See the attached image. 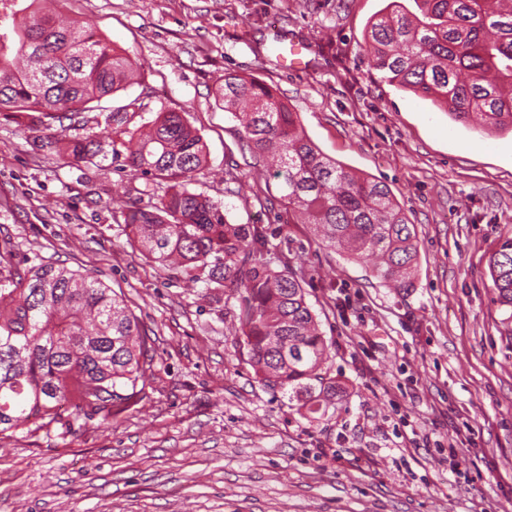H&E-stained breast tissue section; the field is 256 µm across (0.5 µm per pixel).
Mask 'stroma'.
<instances>
[{
    "label": "stroma",
    "instance_id": "1",
    "mask_svg": "<svg viewBox=\"0 0 512 512\" xmlns=\"http://www.w3.org/2000/svg\"><path fill=\"white\" fill-rule=\"evenodd\" d=\"M385 4L65 0L134 66L87 120L134 99L132 130L186 113L207 144L194 191L287 241L347 393L302 419L238 351L237 301L128 244L126 205L166 183L108 160L63 165L25 117L0 113V269L52 261L122 290L158 353L148 398L116 425L80 417L0 439V512H512V351L488 267L512 237V133L473 132L375 68L364 37ZM276 34L308 45L305 67L280 62ZM228 70L272 87L327 157L390 185L418 233L411 292L319 247L272 168L246 165L215 100Z\"/></svg>",
    "mask_w": 512,
    "mask_h": 512
}]
</instances>
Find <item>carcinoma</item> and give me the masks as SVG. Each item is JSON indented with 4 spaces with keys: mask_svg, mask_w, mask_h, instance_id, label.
I'll return each mask as SVG.
<instances>
[{
    "mask_svg": "<svg viewBox=\"0 0 512 512\" xmlns=\"http://www.w3.org/2000/svg\"><path fill=\"white\" fill-rule=\"evenodd\" d=\"M0 0V112L24 114L46 131L39 147L80 167L118 159L170 183L149 204L125 214L128 242L148 261L205 296L234 298L236 346L258 381L288 394L301 418L326 415L345 389L331 375V346L307 302L305 274L263 224H232L226 212L189 186L203 174L206 144L183 112H159L145 132L127 129L132 100L88 126L87 105L119 91L130 59L80 22L52 14L7 13ZM418 12L390 2L369 22L374 66L434 103L455 121L512 130V8L500 0H415ZM216 101L242 110L241 149L257 162L276 159L288 210L320 245L369 265L400 293L415 287V225L384 182L326 157L297 116L266 84L224 72ZM69 124H64V121ZM59 128H54V124ZM83 133L67 139L66 128ZM127 146L121 155L116 143ZM492 302L505 317L512 348V238L489 257ZM157 350L122 293L100 279L39 263L0 276V436L34 422H62L60 410L116 422L148 397Z\"/></svg>",
    "mask_w": 512,
    "mask_h": 512,
    "instance_id": "1",
    "label": "carcinoma"
}]
</instances>
